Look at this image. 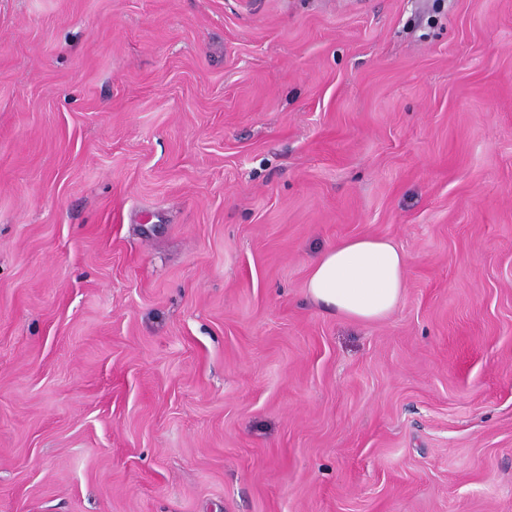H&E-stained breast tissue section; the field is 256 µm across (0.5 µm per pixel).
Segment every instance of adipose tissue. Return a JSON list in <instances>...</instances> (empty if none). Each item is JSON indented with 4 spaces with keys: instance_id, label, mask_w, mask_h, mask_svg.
Segmentation results:
<instances>
[{
    "instance_id": "adipose-tissue-1",
    "label": "adipose tissue",
    "mask_w": 512,
    "mask_h": 512,
    "mask_svg": "<svg viewBox=\"0 0 512 512\" xmlns=\"http://www.w3.org/2000/svg\"><path fill=\"white\" fill-rule=\"evenodd\" d=\"M406 255L393 241L369 236L324 250L307 279L309 297L347 320L378 322L395 310L405 289Z\"/></svg>"
}]
</instances>
